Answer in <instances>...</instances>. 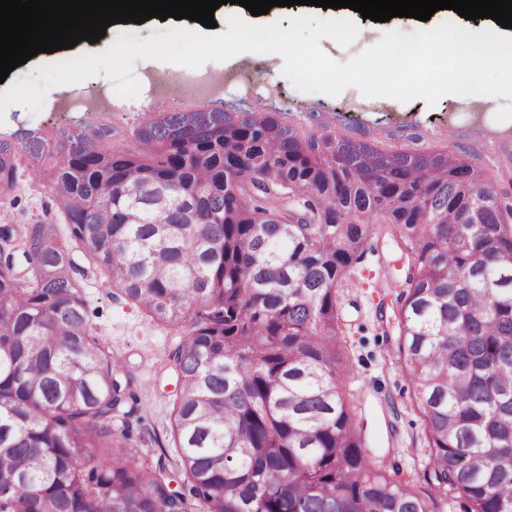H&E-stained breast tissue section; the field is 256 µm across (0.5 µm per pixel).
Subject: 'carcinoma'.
<instances>
[{
	"label": "carcinoma",
	"mask_w": 512,
	"mask_h": 512,
	"mask_svg": "<svg viewBox=\"0 0 512 512\" xmlns=\"http://www.w3.org/2000/svg\"><path fill=\"white\" fill-rule=\"evenodd\" d=\"M145 151L68 138L38 170L70 238L112 287L184 329L170 470L112 444L133 395L93 336L55 224L0 226V512H434L372 462L350 405L336 289L386 216L406 268L398 351L424 416L428 480L469 512H512V207L475 168L399 157L336 173V154L273 117L171 112L136 131ZM20 149L0 140V189ZM298 176L300 199L277 180ZM439 226L412 224L407 199ZM473 205L484 223L461 224ZM206 217L190 222L189 211Z\"/></svg>",
	"instance_id": "obj_1"
}]
</instances>
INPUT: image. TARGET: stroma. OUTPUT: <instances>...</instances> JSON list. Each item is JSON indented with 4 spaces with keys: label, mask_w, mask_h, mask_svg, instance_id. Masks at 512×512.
<instances>
[{
    "label": "stroma",
    "mask_w": 512,
    "mask_h": 512,
    "mask_svg": "<svg viewBox=\"0 0 512 512\" xmlns=\"http://www.w3.org/2000/svg\"><path fill=\"white\" fill-rule=\"evenodd\" d=\"M399 29L404 39L413 41L420 34L413 18H391L374 22L354 16L351 27L319 41L315 53L305 63L306 70H318L330 61L340 81L332 93L322 92L314 83L297 77L270 82L272 69L288 66L287 53L269 58L256 55L248 69L258 83L251 91L227 84L218 110L234 119L245 112L275 116L295 129L320 134L330 131L337 142L366 141L386 153L421 156L437 148L467 154L474 166H487L493 172L494 187H501L500 175L512 167V141L480 140L470 115L456 95L428 98L419 95L396 97L387 92H367V75L361 57L373 35L386 28ZM168 79L167 66L149 68L135 62L109 65L92 72L79 67L75 81L64 87L51 79L39 82V100L29 104L28 91L12 80L0 83V139L20 144L42 141L60 148L65 136L81 134L93 138L94 123L82 112H60L57 104L67 98L105 95L112 100L109 124L111 145L137 150L135 132L151 118L144 105L152 100L146 74ZM456 124H449V116ZM455 126L454 139H446L448 126ZM38 163L23 154L16 174V186L0 194L1 224H54L60 232L68 226L51 192L34 184ZM76 278L84 288L89 321L98 341L119 358L121 378L137 398L128 419H115L112 431L127 436L128 444L140 459L152 464L158 458L175 462L178 450L171 433L172 410L177 380L167 365V354L180 336L179 329L145 316L140 308L113 288L110 279L89 265L82 248H74ZM399 251L391 236L374 232L372 247L350 268L347 285L339 290L337 303L345 323L346 365L341 390L354 408L355 420L364 428L366 443L385 458L393 477L411 482L420 494L431 493L424 479L430 455L422 436L424 418L418 408L415 389L397 350V322L394 297L388 288L377 287L379 270L395 271Z\"/></svg>",
    "instance_id": "1"
}]
</instances>
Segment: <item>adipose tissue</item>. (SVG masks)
<instances>
[{"label": "adipose tissue", "instance_id": "ef3b65f1", "mask_svg": "<svg viewBox=\"0 0 512 512\" xmlns=\"http://www.w3.org/2000/svg\"><path fill=\"white\" fill-rule=\"evenodd\" d=\"M436 16L438 23L427 47H408L394 35L377 42L373 53L364 59L369 91L385 87L397 97L430 96L442 85L474 97L495 74L499 77L496 96L512 99V36L461 25L451 10L437 11ZM198 38L195 32L169 29L159 42L145 45L129 36L123 42L122 58L155 64L171 55L187 56ZM280 43L272 15L254 16L242 8L230 21L223 39L214 43L213 52L238 62L260 52H277Z\"/></svg>", "mask_w": 512, "mask_h": 512}]
</instances>
